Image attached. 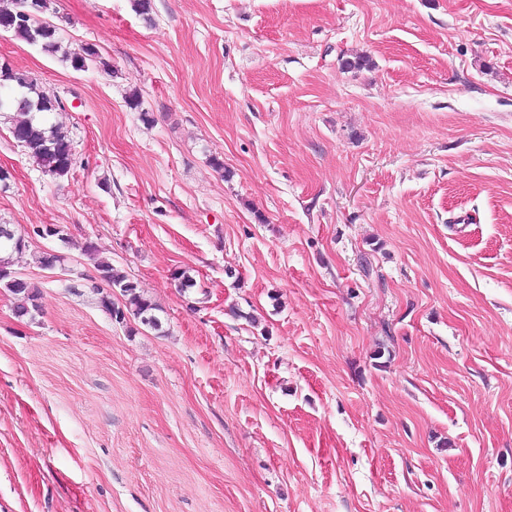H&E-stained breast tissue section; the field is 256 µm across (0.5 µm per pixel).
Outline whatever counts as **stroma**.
Instances as JSON below:
<instances>
[{
  "mask_svg": "<svg viewBox=\"0 0 512 512\" xmlns=\"http://www.w3.org/2000/svg\"><path fill=\"white\" fill-rule=\"evenodd\" d=\"M151 3L52 0L105 73L0 31L77 152L0 124V224L74 240L0 289V512H512V0ZM15 251V243L12 240H3L0 238V288L10 293L12 296L22 295L26 298L27 306L16 305L15 311L18 315H30L33 312L40 314L41 291L39 287L28 280L17 277L11 270V256ZM3 254V256H2ZM36 310H38L36 312ZM82 279L90 282V288L96 289L97 294L101 295L99 298L101 307L109 312L111 319H114V311L120 313V318L115 319L117 323H123L126 321L128 316H132L134 319H138L144 326H149L152 329L161 328V320L156 311H158L157 305L147 298L140 288L132 281L127 279L125 275L118 273L112 264L107 261H100L95 265V271L93 274H82ZM98 281L101 284H105L108 287L115 286L121 287V295L124 302L122 307L112 304V295H105L100 292L101 288H106L108 292L110 289L106 286H93L91 282ZM123 287V288H122ZM143 318H146L145 321Z\"/></svg>",
  "mask_w": 512,
  "mask_h": 512,
  "instance_id": "35a3bbf8",
  "label": "stroma"
}]
</instances>
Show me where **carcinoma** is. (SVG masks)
<instances>
[{
	"instance_id": "obj_1",
	"label": "carcinoma",
	"mask_w": 512,
	"mask_h": 512,
	"mask_svg": "<svg viewBox=\"0 0 512 512\" xmlns=\"http://www.w3.org/2000/svg\"><path fill=\"white\" fill-rule=\"evenodd\" d=\"M18 2L19 0H0V24L10 26L16 38L36 45L51 55L62 53L63 60L70 63L75 70H109V63L92 45L83 44L73 50L62 48L59 28L55 25L42 19L33 24L16 22ZM19 91L29 102L41 105V110H19L3 103L5 97L0 95V118L11 123L10 132L13 139L37 165L51 168L56 178L67 175L71 170L68 160L74 141L70 132L57 130L58 122L51 121L58 98L45 94L35 77L25 80ZM14 251V241L0 238V288L13 296H24L27 305H18L15 311L21 316L30 315L41 308V291L35 283L16 276L11 270V256ZM84 280L90 283L97 281L108 287L115 286L121 289L123 303L120 306L112 304L110 295L100 297L101 307L105 311L111 315L116 311L120 313L117 322L123 323L131 316L140 320L144 326L152 329L161 328V320L156 315L157 305L147 298L134 282L118 273L111 263H96L94 273L84 275Z\"/></svg>"
}]
</instances>
